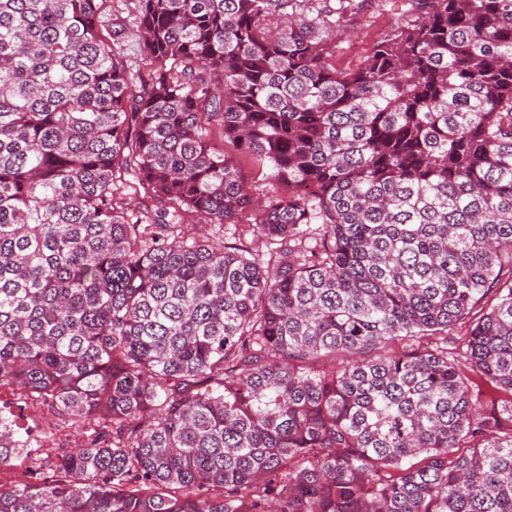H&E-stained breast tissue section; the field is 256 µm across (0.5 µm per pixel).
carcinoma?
<instances>
[{"instance_id": "carcinoma-1", "label": "carcinoma", "mask_w": 512, "mask_h": 512, "mask_svg": "<svg viewBox=\"0 0 512 512\" xmlns=\"http://www.w3.org/2000/svg\"><path fill=\"white\" fill-rule=\"evenodd\" d=\"M108 2L0 0V386L90 427L0 410V512H512V400L446 345L495 293L465 355L512 393V0H377L352 69L371 0H129L146 78ZM216 128L263 262L185 232L252 206ZM395 21L391 12L374 7L357 24V28L349 31L340 41L336 51V66L351 68L372 47L378 36ZM469 377L471 379L473 400H476L482 409L497 405L501 400L510 399V393L508 394L489 386L476 373L469 372ZM10 407L14 412L21 411L22 424L33 436L54 439L53 447L70 448L82 441L84 431L77 427H68L49 407L28 399L25 393L6 388L0 405Z\"/></svg>"}]
</instances>
